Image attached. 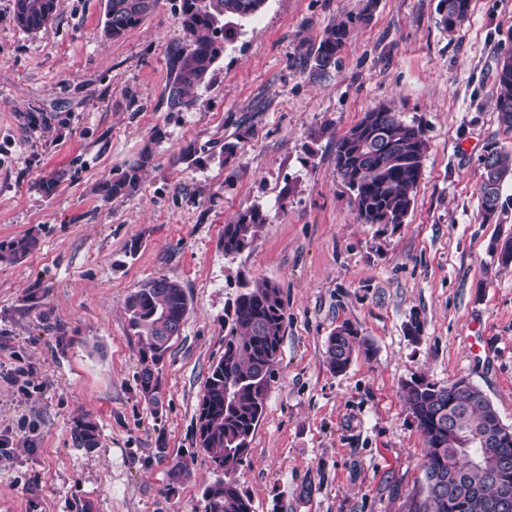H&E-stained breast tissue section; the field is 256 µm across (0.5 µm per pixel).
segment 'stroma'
<instances>
[{"mask_svg":"<svg viewBox=\"0 0 512 512\" xmlns=\"http://www.w3.org/2000/svg\"><path fill=\"white\" fill-rule=\"evenodd\" d=\"M177 0L116 40L105 0H57L45 30L0 0V241L36 250L0 264V500L13 512H205L218 474L195 455L176 493L172 459L195 446L196 410L224 350V308L242 279L276 284L285 304L279 363L237 479L254 512H410L424 441L401 384L465 377L512 427V266L492 250L512 237V180L502 210L478 204L489 141L512 152L494 108L496 65L512 55V0H470L455 32L438 0H377L336 65L307 54L358 0H267L230 24L224 56L190 110L171 111ZM390 104L427 142L404 223L362 224L338 178L336 139ZM60 113L29 132L19 113ZM236 143L233 154L221 152ZM155 157L138 192L99 188L145 144ZM203 149L199 165L181 159ZM54 177L45 195L39 183ZM260 206L258 239L235 256L225 224ZM140 239L136 256L125 253ZM178 281L189 310L161 369L163 399L138 389L140 344L128 297L152 278ZM419 338L406 332L411 319ZM369 354L332 373L325 342L342 322ZM92 414L103 444L73 439Z\"/></svg>","mask_w":512,"mask_h":512,"instance_id":"35a3bbf8","label":"stroma"}]
</instances>
